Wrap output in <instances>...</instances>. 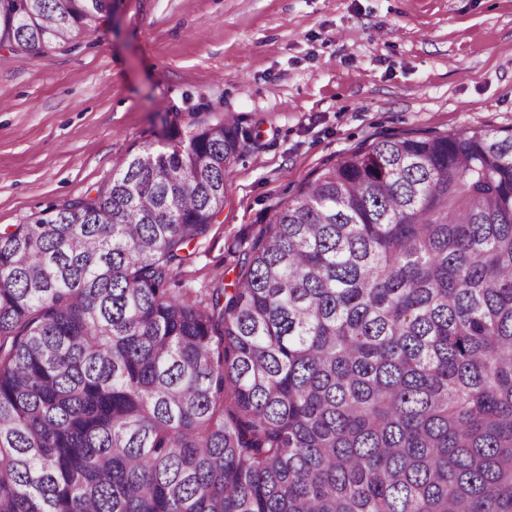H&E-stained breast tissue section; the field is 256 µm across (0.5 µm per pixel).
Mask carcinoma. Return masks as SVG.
<instances>
[{
	"label": "carcinoma",
	"mask_w": 512,
	"mask_h": 512,
	"mask_svg": "<svg viewBox=\"0 0 512 512\" xmlns=\"http://www.w3.org/2000/svg\"><path fill=\"white\" fill-rule=\"evenodd\" d=\"M112 0H0V50ZM258 137L169 128L0 231V512H512V133L392 135L171 287Z\"/></svg>",
	"instance_id": "carcinoma-1"
}]
</instances>
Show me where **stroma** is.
Segmentation results:
<instances>
[{
  "label": "stroma",
  "instance_id": "35a3bbf8",
  "mask_svg": "<svg viewBox=\"0 0 512 512\" xmlns=\"http://www.w3.org/2000/svg\"><path fill=\"white\" fill-rule=\"evenodd\" d=\"M230 114L260 136L173 272L191 293L234 283L262 214L360 144L512 129V0H112L97 37L0 51V228Z\"/></svg>",
  "mask_w": 512,
  "mask_h": 512
}]
</instances>
